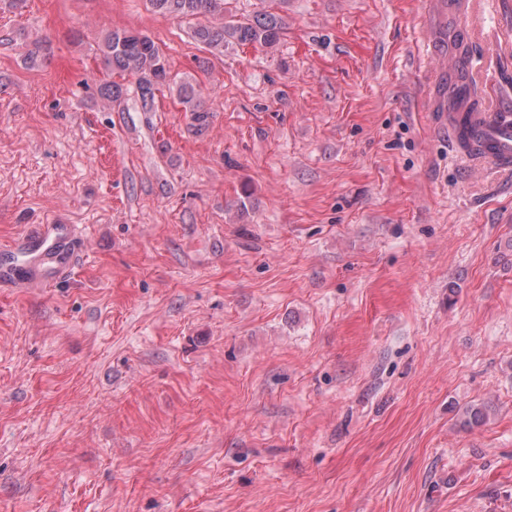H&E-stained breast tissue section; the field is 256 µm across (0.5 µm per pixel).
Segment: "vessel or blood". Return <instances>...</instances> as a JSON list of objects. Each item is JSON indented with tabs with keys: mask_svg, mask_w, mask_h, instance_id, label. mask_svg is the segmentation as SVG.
<instances>
[{
	"mask_svg": "<svg viewBox=\"0 0 512 512\" xmlns=\"http://www.w3.org/2000/svg\"><path fill=\"white\" fill-rule=\"evenodd\" d=\"M473 121L486 144L473 154L475 165H512V113L477 112ZM79 237L74 225L44 224L33 234L22 235L0 248V284H26L30 270L52 280L69 273L75 265Z\"/></svg>",
	"mask_w": 512,
	"mask_h": 512,
	"instance_id": "b4317fda",
	"label": "vessel or blood"
}]
</instances>
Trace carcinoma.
<instances>
[{"label": "carcinoma", "mask_w": 512, "mask_h": 512, "mask_svg": "<svg viewBox=\"0 0 512 512\" xmlns=\"http://www.w3.org/2000/svg\"><path fill=\"white\" fill-rule=\"evenodd\" d=\"M150 9L158 14L170 16L179 21H190L207 17L209 21L192 28L193 38L213 55L224 54V47L230 44L273 47L284 30L279 15L265 11L256 15L253 22H239L226 19L224 0H147ZM100 52L105 66L112 74L124 77L138 76V93L141 107L146 112L154 109L156 92L160 87L174 81L166 55L150 38L133 31L113 30L104 38ZM458 80L468 90L467 111L478 110L474 85L466 69L458 73ZM178 98L184 110L189 112L190 127L197 133L210 126L212 113L202 104L193 85H178ZM489 406L471 405L463 412V425L473 428L486 424Z\"/></svg>", "instance_id": "1"}]
</instances>
